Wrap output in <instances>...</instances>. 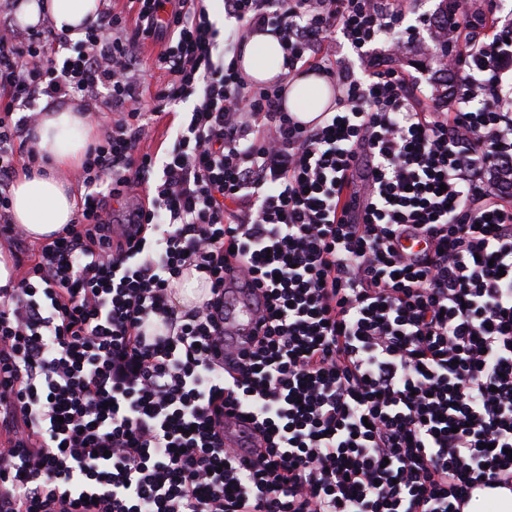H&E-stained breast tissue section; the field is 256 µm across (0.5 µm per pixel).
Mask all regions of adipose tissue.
I'll use <instances>...</instances> for the list:
<instances>
[{"label":"adipose tissue","instance_id":"adipose-tissue-1","mask_svg":"<svg viewBox=\"0 0 512 512\" xmlns=\"http://www.w3.org/2000/svg\"><path fill=\"white\" fill-rule=\"evenodd\" d=\"M101 0H24L19 14L26 23H37L48 15L57 31L78 39L87 26L96 23ZM284 53L278 39L269 32L250 33L241 67L245 75L258 82L282 79L285 106L303 122L320 115L333 101L332 91L315 72L285 76L281 64ZM94 133L85 117L73 110H52L43 114L37 128L34 150L48 157L51 164L73 167L81 163ZM11 216L26 234L43 240L71 223L77 199L64 183L37 174L17 180L11 192Z\"/></svg>","mask_w":512,"mask_h":512}]
</instances>
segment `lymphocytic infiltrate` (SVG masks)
Returning <instances> with one entry per match:
<instances>
[{
  "mask_svg": "<svg viewBox=\"0 0 512 512\" xmlns=\"http://www.w3.org/2000/svg\"><path fill=\"white\" fill-rule=\"evenodd\" d=\"M407 12L224 0L289 73L333 82L314 124L244 77L242 45L218 52L205 0H127L74 45L0 28V236L25 243L10 185L47 173L27 149L39 101L101 88L116 114L74 175L76 217L0 289V512H455L471 482L512 480V16L458 0L426 96L395 62ZM338 36L362 74L327 52ZM149 65L167 75L151 93ZM189 98L164 160L140 152ZM146 183L115 231L109 203ZM233 263L265 313L228 368ZM192 270L208 293L183 311ZM238 410L253 463L224 446Z\"/></svg>",
  "mask_w": 512,
  "mask_h": 512,
  "instance_id": "f902f5d3",
  "label": "lymphocytic infiltrate"
}]
</instances>
